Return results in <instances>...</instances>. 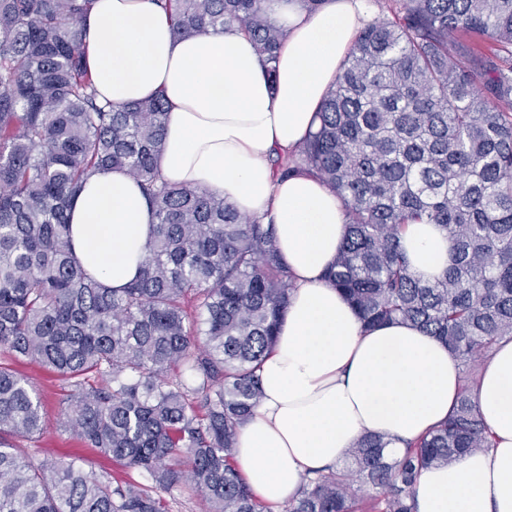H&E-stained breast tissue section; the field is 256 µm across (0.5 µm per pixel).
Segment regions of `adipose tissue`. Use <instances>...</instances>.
Wrapping results in <instances>:
<instances>
[{"label":"adipose tissue","instance_id":"1","mask_svg":"<svg viewBox=\"0 0 512 512\" xmlns=\"http://www.w3.org/2000/svg\"><path fill=\"white\" fill-rule=\"evenodd\" d=\"M270 13L288 32L272 79L238 25L181 37L153 0H96L82 24L100 101L163 96V178L208 188L275 226L295 289L259 370L263 398L240 431L235 461L271 512H281L306 477L344 461L363 434H383L398 452L446 421L463 379L447 346L419 329L364 328L325 279L346 233L341 198L316 174L283 178L275 169L316 130L318 110L371 20L367 0H326L312 13L296 0H272ZM153 222L135 180L98 170L71 212L74 253L105 286L125 287L149 253ZM401 245L421 279L448 265L436 225H408ZM472 393L491 445L423 470L416 512H512L511 338L484 361Z\"/></svg>","mask_w":512,"mask_h":512}]
</instances>
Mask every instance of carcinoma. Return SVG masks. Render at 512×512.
<instances>
[{"mask_svg": "<svg viewBox=\"0 0 512 512\" xmlns=\"http://www.w3.org/2000/svg\"><path fill=\"white\" fill-rule=\"evenodd\" d=\"M154 2L179 36L239 24L275 76L286 30L270 0ZM392 2L359 32L318 129L277 166L341 197L347 233L327 279L364 326L407 322L470 365L512 337V0ZM94 3L0 0V349L68 383L60 426L123 475L23 454L14 440L43 431L41 403L0 366V512H170L165 495L182 485L205 512H268L234 455L293 292L275 227L161 180L166 104L98 101L81 25ZM104 167L139 182L154 214L140 276L120 291L89 275L70 233ZM409 224L448 238L433 281L402 251ZM472 382L404 453L367 434L283 512H416L422 470L490 446Z\"/></svg>", "mask_w": 512, "mask_h": 512, "instance_id": "carcinoma-1", "label": "carcinoma"}]
</instances>
